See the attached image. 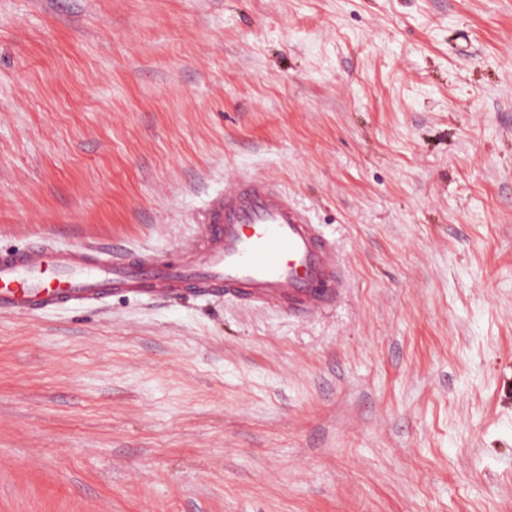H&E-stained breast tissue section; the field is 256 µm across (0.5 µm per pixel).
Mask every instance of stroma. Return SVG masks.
Returning a JSON list of instances; mask_svg holds the SVG:
<instances>
[{
  "label": "stroma",
  "mask_w": 512,
  "mask_h": 512,
  "mask_svg": "<svg viewBox=\"0 0 512 512\" xmlns=\"http://www.w3.org/2000/svg\"><path fill=\"white\" fill-rule=\"evenodd\" d=\"M249 176L340 299L0 314V512H512V0H0L1 249Z\"/></svg>",
  "instance_id": "stroma-1"
}]
</instances>
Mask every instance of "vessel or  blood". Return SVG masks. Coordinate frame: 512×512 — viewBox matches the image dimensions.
Segmentation results:
<instances>
[{"label": "vessel or blood", "mask_w": 512, "mask_h": 512, "mask_svg": "<svg viewBox=\"0 0 512 512\" xmlns=\"http://www.w3.org/2000/svg\"><path fill=\"white\" fill-rule=\"evenodd\" d=\"M206 224L199 254L180 262L121 244L67 251L41 240L0 251V314L187 287L201 296L256 297L291 312L334 304L341 281L332 247L286 191L260 177L239 180L210 202Z\"/></svg>", "instance_id": "vessel-or-blood-1"}]
</instances>
